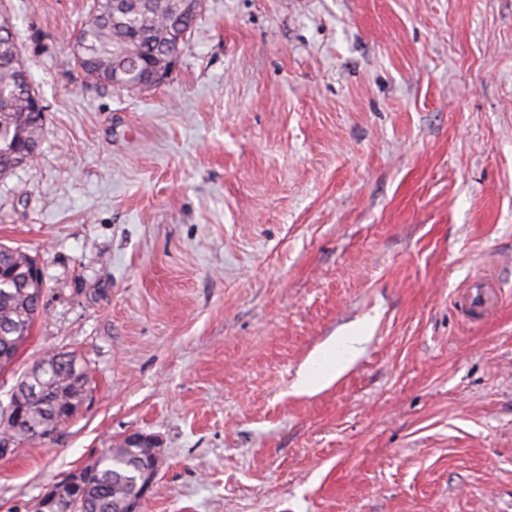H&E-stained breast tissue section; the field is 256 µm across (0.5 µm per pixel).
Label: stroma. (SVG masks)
Listing matches in <instances>:
<instances>
[{
	"label": "stroma",
	"instance_id": "obj_1",
	"mask_svg": "<svg viewBox=\"0 0 512 512\" xmlns=\"http://www.w3.org/2000/svg\"><path fill=\"white\" fill-rule=\"evenodd\" d=\"M90 2L0 0L45 109L0 242L46 280L0 400L45 352L89 368L0 512L136 431L141 512H512V0H204L145 91L74 68ZM495 288L489 279L473 280L463 292L462 305L472 312L487 316L501 301V296ZM345 339L348 345L339 360L336 361V357H332L333 351H325L320 355L322 356L321 363H327L324 368L327 369L328 373H331L330 375H334V377L336 375V371L341 370L350 360L353 359L356 352L355 344L359 342V336H347Z\"/></svg>",
	"mask_w": 512,
	"mask_h": 512
}]
</instances>
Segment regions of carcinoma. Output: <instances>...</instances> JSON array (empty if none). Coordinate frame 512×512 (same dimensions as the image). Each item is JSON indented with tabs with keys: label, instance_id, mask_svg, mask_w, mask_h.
I'll return each instance as SVG.
<instances>
[{
	"label": "carcinoma",
	"instance_id": "cac0c4a2",
	"mask_svg": "<svg viewBox=\"0 0 512 512\" xmlns=\"http://www.w3.org/2000/svg\"><path fill=\"white\" fill-rule=\"evenodd\" d=\"M197 17H186L171 0H93L92 17L75 43L84 62L79 71L104 85L128 91L132 81L164 65L168 45L190 36ZM0 21V176L23 168L40 150L44 114L27 111L34 86L20 80L23 64L17 36H6ZM28 253L0 243V370L12 364L43 312L40 289L28 285ZM88 367L77 356L48 351L17 380L18 405L13 417L0 418V444L19 445L52 439L87 399ZM160 451L127 447L104 449L73 480L53 486L40 512H129L150 480Z\"/></svg>",
	"mask_w": 512,
	"mask_h": 512
}]
</instances>
